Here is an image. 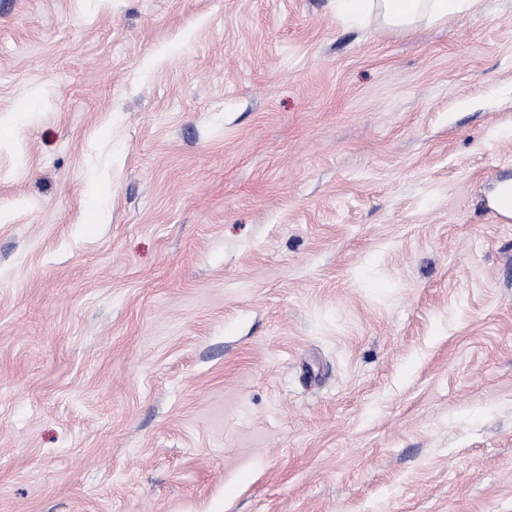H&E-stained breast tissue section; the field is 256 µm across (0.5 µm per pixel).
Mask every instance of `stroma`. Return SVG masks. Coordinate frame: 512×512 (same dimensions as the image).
I'll return each instance as SVG.
<instances>
[{"label": "stroma", "instance_id": "stroma-1", "mask_svg": "<svg viewBox=\"0 0 512 512\" xmlns=\"http://www.w3.org/2000/svg\"><path fill=\"white\" fill-rule=\"evenodd\" d=\"M512 0H0V512H512ZM477 0H336L346 16L374 21L379 26L410 32L421 24L448 21L469 10Z\"/></svg>", "mask_w": 512, "mask_h": 512}]
</instances>
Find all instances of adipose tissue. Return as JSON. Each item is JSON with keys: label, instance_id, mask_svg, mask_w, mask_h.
Listing matches in <instances>:
<instances>
[{"label": "adipose tissue", "instance_id": "obj_1", "mask_svg": "<svg viewBox=\"0 0 512 512\" xmlns=\"http://www.w3.org/2000/svg\"><path fill=\"white\" fill-rule=\"evenodd\" d=\"M475 0H336L346 16L364 19L396 31L409 32L421 24L444 22L469 10Z\"/></svg>", "mask_w": 512, "mask_h": 512}]
</instances>
